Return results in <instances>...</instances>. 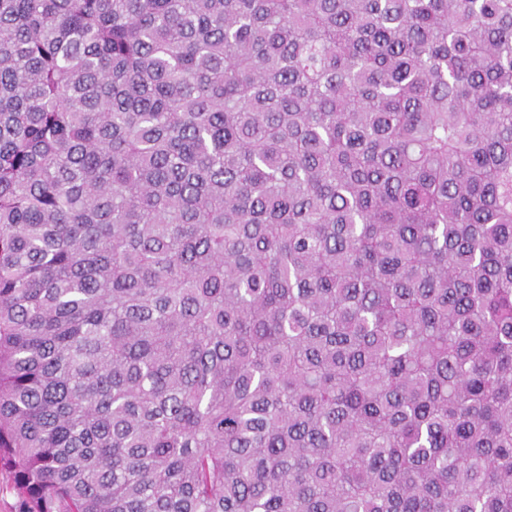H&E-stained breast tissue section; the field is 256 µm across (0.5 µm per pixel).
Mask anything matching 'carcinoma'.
Instances as JSON below:
<instances>
[{"label":"carcinoma","instance_id":"carcinoma-1","mask_svg":"<svg viewBox=\"0 0 512 512\" xmlns=\"http://www.w3.org/2000/svg\"><path fill=\"white\" fill-rule=\"evenodd\" d=\"M17 512H512V0H0Z\"/></svg>","mask_w":512,"mask_h":512}]
</instances>
